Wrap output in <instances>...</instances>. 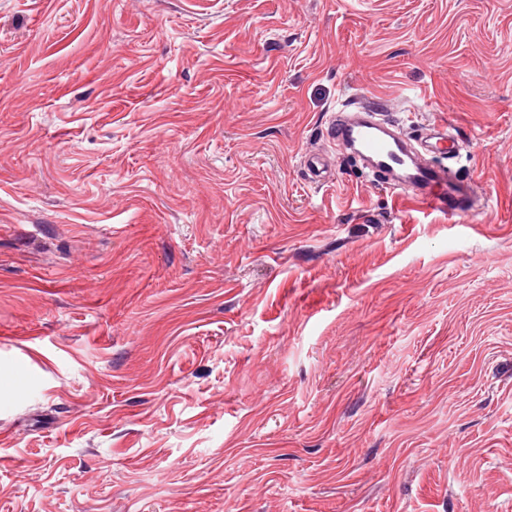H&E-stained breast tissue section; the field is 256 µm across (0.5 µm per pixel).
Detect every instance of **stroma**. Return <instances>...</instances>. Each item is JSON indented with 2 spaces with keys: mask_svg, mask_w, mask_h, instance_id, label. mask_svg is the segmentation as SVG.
<instances>
[{
  "mask_svg": "<svg viewBox=\"0 0 512 512\" xmlns=\"http://www.w3.org/2000/svg\"><path fill=\"white\" fill-rule=\"evenodd\" d=\"M0 512H512V0H0ZM382 112L365 97L344 101L328 121L324 145L306 155L312 178L325 172L323 157L326 148H331L359 157L373 173L385 177L391 193L398 197L406 195L448 216L470 211L477 194L475 181L451 175L447 166L437 161L452 159L457 151L458 142L448 133V121L423 124L420 149H415L409 137L385 120Z\"/></svg>",
  "mask_w": 512,
  "mask_h": 512,
  "instance_id": "1",
  "label": "stroma"
}]
</instances>
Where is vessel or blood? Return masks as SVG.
<instances>
[{"instance_id":"obj_1","label":"vessel or blood","mask_w":512,"mask_h":512,"mask_svg":"<svg viewBox=\"0 0 512 512\" xmlns=\"http://www.w3.org/2000/svg\"><path fill=\"white\" fill-rule=\"evenodd\" d=\"M419 142V147H412L400 128L383 119L379 107L359 98L343 102L331 115L323 147L309 151L305 164L317 178L324 171L326 149L352 154L373 173L383 175L394 195L410 197L451 216L470 211L475 181L451 175L445 165L458 147L447 121L424 124Z\"/></svg>"}]
</instances>
